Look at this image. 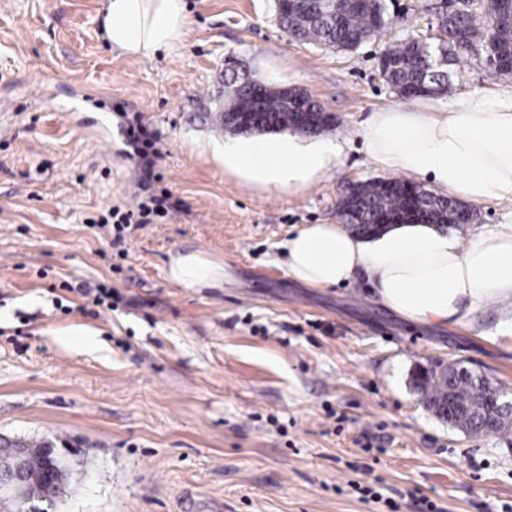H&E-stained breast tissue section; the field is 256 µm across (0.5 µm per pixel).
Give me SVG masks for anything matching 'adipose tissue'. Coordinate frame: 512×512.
I'll return each mask as SVG.
<instances>
[{"label":"adipose tissue","instance_id":"ef3b65f1","mask_svg":"<svg viewBox=\"0 0 512 512\" xmlns=\"http://www.w3.org/2000/svg\"><path fill=\"white\" fill-rule=\"evenodd\" d=\"M101 29L113 49L148 57L174 53L189 29L185 0H105ZM368 155L385 169L429 180L470 202L512 198V99L450 106L424 98L375 112L363 130ZM341 153L326 140L288 136L224 145V172L258 191L314 184ZM289 272L315 287L365 275L375 297L407 321L463 323L493 300H512V226L466 238L430 224H395L367 237L339 224H307L288 239ZM170 278L188 288L216 287L222 265L199 253L174 259Z\"/></svg>","mask_w":512,"mask_h":512}]
</instances>
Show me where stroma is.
Returning <instances> with one entry per match:
<instances>
[{"label":"stroma","mask_w":512,"mask_h":512,"mask_svg":"<svg viewBox=\"0 0 512 512\" xmlns=\"http://www.w3.org/2000/svg\"><path fill=\"white\" fill-rule=\"evenodd\" d=\"M434 2L386 0L383 32L338 51L290 41L274 0H186L181 50L136 57L104 39V0H0V438L76 449L61 512H512V445L450 427L413 382L459 362L512 387L493 340L512 305L414 324L366 276L302 284L284 249L340 223L348 185L389 178L361 136L403 103L378 58L436 33ZM277 59L335 113L343 151L313 186L260 192L216 160L233 137L216 107L226 70L264 82ZM463 70L440 103L512 96V73ZM105 116L154 153L122 139L102 158ZM162 195L165 214L115 243L108 209ZM471 209L460 236L512 225V199ZM186 252L222 263L223 287L173 282ZM103 285L112 304L94 306Z\"/></svg>","instance_id":"35a3bbf8"}]
</instances>
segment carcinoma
Here are the masks:
<instances>
[{"mask_svg":"<svg viewBox=\"0 0 512 512\" xmlns=\"http://www.w3.org/2000/svg\"><path fill=\"white\" fill-rule=\"evenodd\" d=\"M325 0H304L298 9L288 12L284 29L293 40L314 41L332 48L340 45L359 46L382 33L386 23L385 0H378L375 9L370 10L345 0L336 3V12L323 10ZM442 39L424 50L414 39L403 40L387 50L388 59L380 68L383 78L393 87L402 91V97L414 99L429 95L448 84L451 67L476 57L485 66L496 72V63L502 57L512 55V0H455L448 15L438 17ZM446 58L447 64L438 65V59ZM250 98L243 80L233 74L224 75V99L238 102ZM283 102L275 94H267L251 101L254 117L261 120L276 116L288 120V113L282 111ZM390 189L382 190L375 181L360 184L353 203L339 208L347 223L357 225L356 232L364 234L367 226L376 223L383 215L396 224H436L443 228L455 222L459 202L432 199L424 203L425 216L407 217L410 201L406 188L409 182L389 178ZM423 398L432 402L438 396L449 393L446 421L452 423L466 412L475 417L473 430L483 436H495L512 424V415L499 414L496 422L485 424L479 415L482 405L484 379L460 378L448 368V377L432 381L428 378L418 385ZM27 472L31 475L41 472L46 466L40 443H28Z\"/></svg>","mask_w":512,"mask_h":512,"instance_id":"obj_1","label":"carcinoma"}]
</instances>
